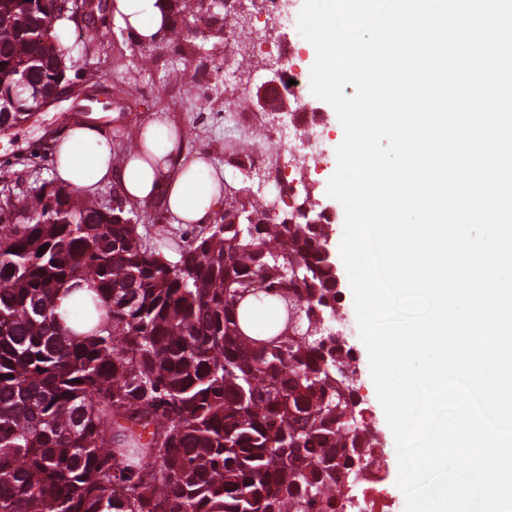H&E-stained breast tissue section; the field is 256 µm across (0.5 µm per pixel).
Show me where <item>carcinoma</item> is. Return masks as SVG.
<instances>
[{"mask_svg":"<svg viewBox=\"0 0 512 512\" xmlns=\"http://www.w3.org/2000/svg\"><path fill=\"white\" fill-rule=\"evenodd\" d=\"M174 15H201L169 0ZM58 0H0L11 126L56 80ZM207 21L249 40L240 15ZM224 185L227 223L161 250L124 210L45 182L0 200V512H315L372 445L342 369L351 348L300 336L339 297L326 224L288 226ZM304 263L299 277L285 259ZM94 295L61 323L60 288Z\"/></svg>","mask_w":512,"mask_h":512,"instance_id":"1","label":"carcinoma"}]
</instances>
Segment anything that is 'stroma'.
<instances>
[{
  "label": "stroma",
  "mask_w": 512,
  "mask_h": 512,
  "mask_svg": "<svg viewBox=\"0 0 512 512\" xmlns=\"http://www.w3.org/2000/svg\"><path fill=\"white\" fill-rule=\"evenodd\" d=\"M299 12L291 10L282 18L281 26L271 36V48L289 45L294 49L293 69L309 73L315 61L314 47L299 34ZM141 45L133 42L123 30L115 27L111 19H104L95 30H81L79 37L71 39L69 58L75 63L68 70L70 81L92 88L102 98L112 100L116 116L106 132L124 128L131 137H138L141 125L156 114L181 131L188 151L207 155L210 164L224 170L226 182L241 186L238 169L227 164L224 145L228 140L242 137L258 144L265 140L270 126L268 119L253 110H246L244 119H225L224 106L251 96L252 87L247 77L225 80L219 63L223 56H231L236 67H243L235 46L229 45L217 28L189 36L172 44L161 42L151 47L155 66L146 73L138 85L130 87L127 94L111 97L113 86L122 82L127 64L137 61ZM93 104V111L103 106ZM309 111L320 114L323 122L317 126L314 145L290 160L286 179L305 177L312 197L320 207L329 209L335 221L329 228L331 251H338L343 235L344 210L342 205L328 197L327 183L336 169L335 149L344 132L334 109L326 102L307 96ZM85 103L71 96H63L56 105L36 113L27 123L0 133V176L13 194L19 195L39 187L52 178L50 144L71 119L82 113ZM344 297L339 304L340 320L334 329L346 336L355 350L360 369V407L364 419L372 425L377 438L385 444L386 459L384 484L391 496L388 512H405V496L397 487L398 464L393 435L386 423L384 412L377 400L375 386L370 376L368 354L359 337V329L350 285H343Z\"/></svg>",
  "instance_id": "35a3bbf8"
}]
</instances>
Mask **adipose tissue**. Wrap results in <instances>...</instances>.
<instances>
[{
  "label": "adipose tissue",
  "mask_w": 512,
  "mask_h": 512,
  "mask_svg": "<svg viewBox=\"0 0 512 512\" xmlns=\"http://www.w3.org/2000/svg\"><path fill=\"white\" fill-rule=\"evenodd\" d=\"M113 22L137 43L159 38L168 0H108ZM98 116L70 123L52 145L53 175L68 189L93 193L115 186L130 202L159 201L172 224L204 227L224 201V171L200 153H188L174 126L154 115L142 127L141 152L112 162Z\"/></svg>",
  "instance_id": "obj_1"
}]
</instances>
